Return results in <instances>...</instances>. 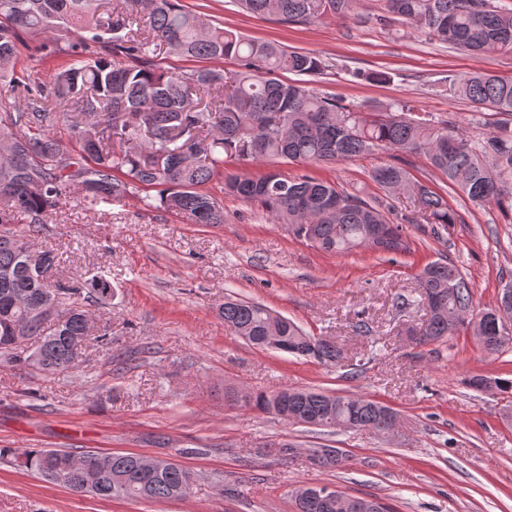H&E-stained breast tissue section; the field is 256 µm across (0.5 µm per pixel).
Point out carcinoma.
I'll use <instances>...</instances> for the list:
<instances>
[{"instance_id":"obj_1","label":"carcinoma","mask_w":512,"mask_h":512,"mask_svg":"<svg viewBox=\"0 0 512 512\" xmlns=\"http://www.w3.org/2000/svg\"><path fill=\"white\" fill-rule=\"evenodd\" d=\"M253 14L274 15L286 24H313L347 17L355 0H235ZM387 13L427 31L432 39L476 54L512 55V10L493 0H386ZM97 0H0V357L45 375L74 368L76 349L88 342L85 304L106 300L97 285L112 286L104 274L79 284L55 278L58 256L36 239L63 200L77 193L95 202L121 201L144 188L158 189L160 203L190 215L198 224L224 223L223 202L204 191L224 175V194L260 204L274 223L327 254L360 248L371 227L385 235L379 253H408L402 220L389 199H414L428 223H455L448 202L430 184L415 179L402 163L375 169L383 195L361 196L310 175L288 177L269 171L254 178L224 174L226 159L288 160L305 165L347 161L379 150L426 156L430 166L474 204H494L512 215V78L486 72L448 75V94L466 99L502 119L481 141L460 137L447 121L436 122L403 101L352 109L277 72L315 76L325 64L308 52L259 42L224 26L204 25L178 0H122L99 11ZM46 33L70 42L65 65L45 83L16 76L21 35ZM185 59L234 58L241 70L226 75L203 68L179 75L163 67L161 53ZM122 57L123 63L114 58ZM64 102L82 115L72 123L79 153L51 135L60 119L49 103ZM25 222L24 227L17 224ZM420 299L437 300L418 344L442 340L448 314L475 313L470 281L446 260L426 264L419 277ZM57 304L51 320L30 316L41 301ZM489 340L498 354L509 338L495 323L512 321V307H486ZM224 323L252 345L267 346L271 323L280 326L276 350L325 365L342 361L334 343L312 336L265 305L228 297L219 308ZM28 326L39 338L30 353L14 345L11 326ZM242 406L263 413L277 400L288 405L289 422L331 427H387L390 408L357 395L280 390L233 394ZM136 453H76L63 448L31 450L17 465L76 493L166 502L184 497L196 480L191 469L166 459L155 472L141 471ZM299 512H344L340 501L304 500Z\"/></svg>"}]
</instances>
